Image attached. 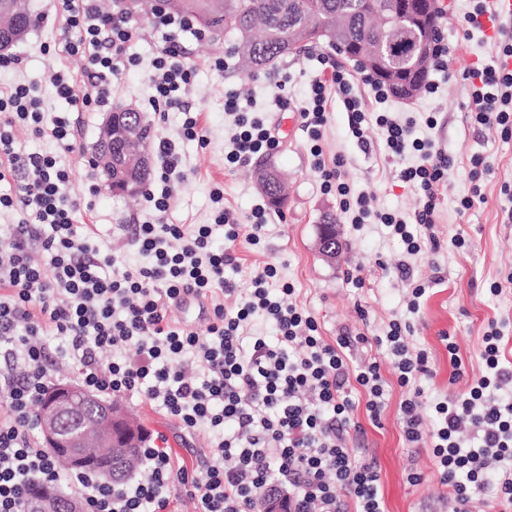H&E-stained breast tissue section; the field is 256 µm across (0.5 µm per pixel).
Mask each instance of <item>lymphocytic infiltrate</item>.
<instances>
[{"instance_id":"lymphocytic-infiltrate-1","label":"lymphocytic infiltrate","mask_w":512,"mask_h":512,"mask_svg":"<svg viewBox=\"0 0 512 512\" xmlns=\"http://www.w3.org/2000/svg\"><path fill=\"white\" fill-rule=\"evenodd\" d=\"M54 7L65 20L63 51L86 78L83 96H75L62 70L52 74L51 83L56 96L70 104L67 112L43 111L30 86L0 88V183L10 185L0 193V212L26 216L0 242V359L7 366L0 372V512H24L26 487L34 478L64 483L86 512H170V490L177 485L197 500L199 512H258L268 488L287 491L288 512H385L376 461L348 445L354 391H364L372 423H379L384 409L380 362L353 365L347 356L354 344L370 341L387 352L398 385L408 391L400 404L404 437L411 444L431 441L451 512H473L487 481L501 470L506 476L498 478L499 495L512 506V392L502 391L512 385V368L502 363L504 336L496 322H489L482 336L485 372L472 381L468 396L430 402L420 386L431 374L428 355L410 346L408 323L392 322L383 336L343 334L329 343L317 320L292 302L293 287H274L276 267L265 266L246 288L225 277V268L238 261L232 251L214 249L213 227L223 228L227 242L242 237L259 244L268 225L265 207H256L243 223L221 206L214 225L187 230L166 221L169 193L149 190L145 198L155 219L133 227L148 264L117 267L111 253L93 243L89 225L77 221L81 203L69 192L75 173L62 156L75 148L73 113L111 105L112 82L133 64L128 50L141 30L124 15L104 14L98 0H55ZM154 22L164 43L153 61L152 101L185 116L179 138L157 139L156 179L168 184L184 174L180 139L202 143L206 137L198 113L184 101L194 70L184 61L179 35L192 31L194 23L164 13ZM511 56L512 33L501 38L500 58L467 74L473 120L501 126L506 137L512 136V71L504 60ZM241 96L238 90L224 95V110L239 128L225 153L234 167L247 166L278 145L264 118L241 111ZM333 96L348 112L349 130L360 145L368 144L369 127L381 131L389 156L401 164L400 180L419 195L414 214L373 212L365 195L351 196L341 158L324 160L319 141ZM387 97L375 82L362 93L358 76L336 65L330 78L313 80L301 117L322 189L336 190L354 227L384 225L414 255L426 246L421 230L435 222L437 191L454 159L432 140L416 137L413 123L369 108V100ZM19 125L51 137L58 153L19 155ZM410 154L416 161L409 165ZM36 242L49 254L48 264L32 259ZM226 295L238 296L236 309H225ZM186 296L209 301L205 331L170 320L169 307ZM257 313L275 337L245 335ZM53 338L65 343L84 386L144 396L189 430L207 422L215 437L204 464L192 470L175 465L170 449L149 443L132 482L109 488L88 473L62 475L33 433L34 407L51 384L46 363ZM106 349L112 352L107 363L100 358ZM190 365L201 379L187 376ZM426 405L435 418L429 431L422 420Z\"/></svg>"}]
</instances>
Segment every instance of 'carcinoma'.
Wrapping results in <instances>:
<instances>
[{
  "label": "carcinoma",
  "instance_id": "cac0c4a2",
  "mask_svg": "<svg viewBox=\"0 0 512 512\" xmlns=\"http://www.w3.org/2000/svg\"><path fill=\"white\" fill-rule=\"evenodd\" d=\"M165 8L190 17L203 30L228 37L227 52L247 72L267 68L309 45L325 44L354 56L352 47L364 43L377 50L391 46L400 65H407L409 48L391 45L387 18L397 8L393 0H163ZM0 13L15 16L29 30L39 23L27 0H0ZM430 56L407 72L404 96L417 94L414 85L429 79ZM261 189L279 207L287 199L284 182L275 170L262 173Z\"/></svg>",
  "mask_w": 512,
  "mask_h": 512
}]
</instances>
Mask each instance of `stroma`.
Here are the masks:
<instances>
[{
  "label": "stroma",
  "instance_id": "obj_1",
  "mask_svg": "<svg viewBox=\"0 0 512 512\" xmlns=\"http://www.w3.org/2000/svg\"><path fill=\"white\" fill-rule=\"evenodd\" d=\"M440 20L441 35L452 48L448 58V75L437 76L436 93H420L405 102L388 98L381 110L414 117L419 137L433 138L437 145L455 159L448 180L438 189L436 218L430 232L439 246L407 256L404 244L387 233L380 224H367L353 229L341 215L335 194L322 192L312 167L309 140L302 126L300 110L305 106L312 79L321 65L319 55H331L333 61L348 69H356L355 61L331 53L323 44L308 47L300 54L279 59L275 65L249 75L225 60L223 70H216L214 61L223 58L226 44L223 37L212 34L196 37L181 34L180 42L188 62L195 68V78L188 91L192 111L200 115L206 144L180 140L186 174L172 186L167 221L171 224H210L214 221V189L224 192V205L240 218H248L252 210L265 203L258 175L266 165H274L288 181V200L279 208L268 226V233L259 246L238 239L233 249L239 258V279L251 272L272 265L277 269L278 283L295 288L298 305L309 311L319 324V332L327 342H334L339 332L382 336L395 319L409 320L413 347L426 350L432 374L422 385L430 398L464 396L471 380L484 369L481 357L482 336L491 320L505 321L504 333L512 350V291L495 297L490 293L493 282L512 273V138L503 139L499 127L481 126L470 117V87L466 73L482 60L499 52L497 33L474 30L464 36L465 17L473 12V0H445ZM35 13L48 14L47 22L34 27L9 51L17 63L0 70V84L25 83L35 86L47 111H67V104L57 98L50 78L62 65L61 54L44 52V45L60 43L62 20L54 16L52 0H30ZM142 38L132 48L139 59L137 66L125 69L112 86L113 104L133 106L144 116L152 137H178L183 116L174 110H155L150 104L153 94L149 77L152 62L162 45L160 32L153 21H140ZM240 87L244 90L241 107L247 112L266 114L278 148L269 154L254 157L245 167L229 168L224 164V148L234 130L224 112V94ZM287 99L286 109H279L278 99ZM435 116V127L424 120ZM106 111L79 113L76 120V146L65 162L75 172L71 192L88 200L89 210L79 221L97 225L101 236L107 237L117 265L135 266L145 257L134 246L126 232L127 225L150 220L152 211L143 197L115 196L103 190H90L85 179L88 163L94 157L95 143ZM349 115L338 101H330L328 122L323 130L322 147L326 159L342 156L344 171L352 193H363L372 210L408 215L418 206V196L398 178L399 168L385 149L378 128H371L369 150H362L349 131ZM481 155L494 163L493 174L479 186L482 202L467 212H460V200L470 195L471 159ZM336 219V230L342 252L336 262L322 259L316 250L319 224L325 217ZM463 234L465 244L455 247L452 239ZM408 261L415 280L428 283L426 294L413 299L397 267ZM359 274L363 287L349 281L350 274ZM453 336L462 361L464 374L453 378L448 352L440 340L442 333ZM377 357L388 389L386 407L380 425L369 422L364 407H357L355 420L364 432L355 437L353 445L363 455L376 458L381 469V493L387 512H449V492L435 475V460L429 443L409 447L405 441L399 404L406 392L393 380V370L386 354L377 353L367 345H357L351 363ZM113 403L127 408L150 433L164 437L175 460L187 468H195L207 453L212 433L204 426L185 430L180 421L141 396L117 394ZM423 476L419 484H410L409 472Z\"/></svg>",
  "mask_w": 512,
  "mask_h": 512
}]
</instances>
